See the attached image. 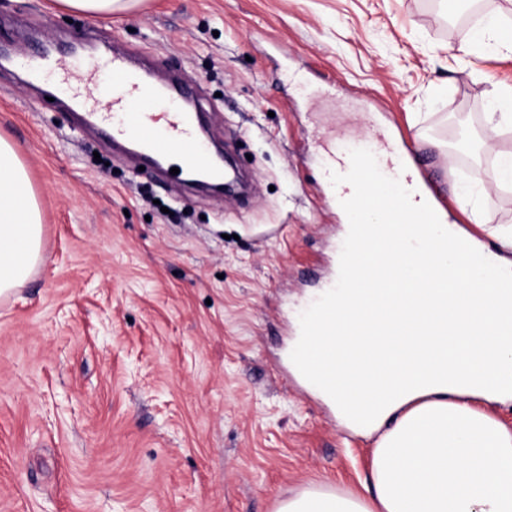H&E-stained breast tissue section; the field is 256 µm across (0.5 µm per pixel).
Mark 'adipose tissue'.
<instances>
[{
	"mask_svg": "<svg viewBox=\"0 0 512 512\" xmlns=\"http://www.w3.org/2000/svg\"><path fill=\"white\" fill-rule=\"evenodd\" d=\"M139 0H52L55 11L104 20ZM341 197L351 217L356 277L339 274L320 304L335 328L296 340L295 370L341 418L378 432L372 492L305 490L277 512H512V429L475 400L512 405V228L491 232L500 251L444 224H406L387 196ZM36 191L12 142L0 136V296L42 259Z\"/></svg>",
	"mask_w": 512,
	"mask_h": 512,
	"instance_id": "ef3b65f1",
	"label": "adipose tissue"
}]
</instances>
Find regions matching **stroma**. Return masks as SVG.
<instances>
[{
	"mask_svg": "<svg viewBox=\"0 0 512 512\" xmlns=\"http://www.w3.org/2000/svg\"><path fill=\"white\" fill-rule=\"evenodd\" d=\"M143 0L110 20L0 0V136L37 192L44 259L0 297V512H276L307 488L367 494L373 436L295 373L336 273L343 220L324 139L376 160L373 127L413 151L459 229L493 246L512 189H467L512 51L469 41L512 0ZM104 86L136 54L199 90L209 139L251 182L200 191L141 169L63 96L26 81L46 39Z\"/></svg>",
	"mask_w": 512,
	"mask_h": 512,
	"instance_id": "stroma-1",
	"label": "stroma"
}]
</instances>
